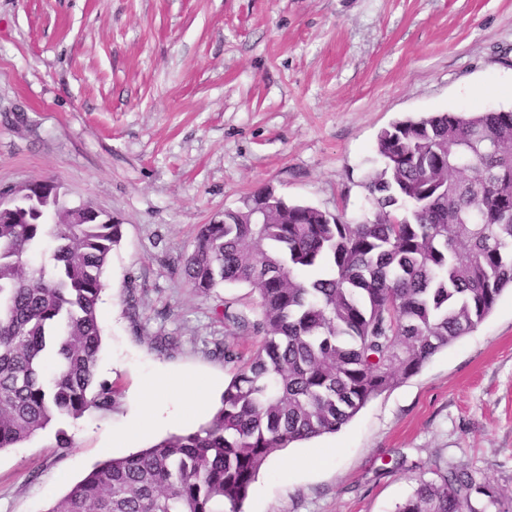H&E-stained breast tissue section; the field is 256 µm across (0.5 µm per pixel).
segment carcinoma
<instances>
[{
  "instance_id": "obj_1",
  "label": "carcinoma",
  "mask_w": 512,
  "mask_h": 512,
  "mask_svg": "<svg viewBox=\"0 0 512 512\" xmlns=\"http://www.w3.org/2000/svg\"><path fill=\"white\" fill-rule=\"evenodd\" d=\"M364 188L370 214L352 223L278 204L256 223L260 191L200 227L182 257L207 296L246 284L257 318L224 307L231 334L262 336L221 405L196 430L95 467L48 512H241L276 448L335 433L372 399L416 375L473 332L512 288V111L440 112L396 120L376 144ZM35 208L0 215V450L119 392L95 380L103 275L123 225L67 208L61 186ZM52 245L51 267L31 257ZM496 491L464 467L420 479L397 512H486Z\"/></svg>"
}]
</instances>
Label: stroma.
I'll list each match as a JSON object with an SVG mask.
<instances>
[{"instance_id": "1", "label": "stroma", "mask_w": 512, "mask_h": 512, "mask_svg": "<svg viewBox=\"0 0 512 512\" xmlns=\"http://www.w3.org/2000/svg\"><path fill=\"white\" fill-rule=\"evenodd\" d=\"M501 108L512 0H0V184L56 180L67 206L123 226L95 370L119 405L67 422L71 447L51 426L0 450V512H47L96 464L168 437L113 445L147 404L178 409L182 433L207 421L189 391L219 405L237 370L215 351L220 311L255 315L256 296L189 288L201 225L261 188L362 220L383 128ZM451 465L512 512L511 291L340 431L276 449L242 512H396Z\"/></svg>"}]
</instances>
